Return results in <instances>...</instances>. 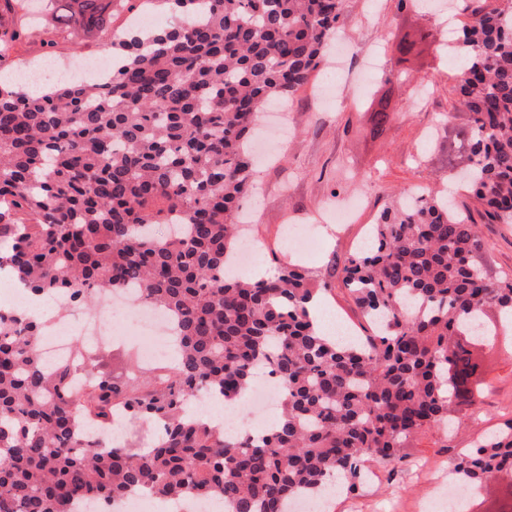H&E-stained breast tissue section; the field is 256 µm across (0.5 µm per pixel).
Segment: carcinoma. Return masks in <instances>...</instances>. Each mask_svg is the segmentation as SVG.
Segmentation results:
<instances>
[{
	"label": "carcinoma",
	"mask_w": 512,
	"mask_h": 512,
	"mask_svg": "<svg viewBox=\"0 0 512 512\" xmlns=\"http://www.w3.org/2000/svg\"><path fill=\"white\" fill-rule=\"evenodd\" d=\"M175 22L142 41L115 36L112 79L60 80L48 92L0 79V272L33 295L93 307L134 286L173 324L163 371L114 373L89 351V387L46 365L42 325L0 310V512H75L148 490L161 501H224L228 512H285L287 502L367 464L395 470L402 445L474 418L480 394L457 399L448 371L476 374L496 333L475 324L512 310V281H492L483 240L438 194L388 208L351 253L343 284L375 327L366 342L319 333L307 303L326 282L288 264L256 279L228 276L234 226L253 183L247 137L270 102L290 99L342 31L345 0H163ZM458 105L448 167L491 222L512 224V3L464 0ZM55 19L89 33L112 0H48ZM27 0H0V59L36 30ZM426 32L400 38L409 56ZM185 226L178 237L156 227ZM265 371L284 392L280 423L235 439L186 415L207 389L226 400ZM161 425L148 448L106 442L116 411ZM477 488L512 477V420L454 454Z\"/></svg>",
	"instance_id": "obj_1"
}]
</instances>
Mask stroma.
<instances>
[{
  "mask_svg": "<svg viewBox=\"0 0 512 512\" xmlns=\"http://www.w3.org/2000/svg\"><path fill=\"white\" fill-rule=\"evenodd\" d=\"M141 0H118L106 31L76 44L54 26L22 39L20 59L52 61L71 67L77 54L112 55V36L128 31V19ZM466 13L440 16L415 9L413 0H346L343 34L350 49L333 53L289 102L288 139L280 141L271 124L258 137L255 189L243 204L248 236L260 261L293 262L326 273L330 285L320 300L326 313L345 320L361 314L337 278L344 258L389 204L413 188L435 190L448 185V130L466 124L458 99L454 56L442 50L449 33L459 32ZM432 28L435 45L409 63L398 60V36ZM349 79L351 89L321 102L324 77ZM389 119L381 136L372 127L379 105ZM315 224L319 247L312 254L287 252L281 238L285 223ZM483 263L492 279L512 278V224H481ZM485 392L479 416L450 434L436 430L411 440L395 472L378 470L371 484L334 499L328 512H390L394 495L420 496L431 485L447 483L454 452L472 447L484 434L512 419V335L506 344L482 349ZM465 512H512V481L493 477L482 495L468 500Z\"/></svg>",
  "mask_w": 512,
  "mask_h": 512,
  "instance_id": "1",
  "label": "stroma"
}]
</instances>
